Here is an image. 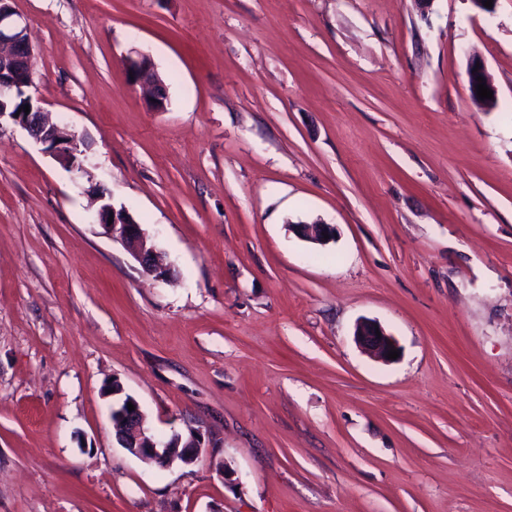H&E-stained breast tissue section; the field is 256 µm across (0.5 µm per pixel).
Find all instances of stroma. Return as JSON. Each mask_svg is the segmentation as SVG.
<instances>
[{
    "label": "stroma",
    "instance_id": "1",
    "mask_svg": "<svg viewBox=\"0 0 512 512\" xmlns=\"http://www.w3.org/2000/svg\"><path fill=\"white\" fill-rule=\"evenodd\" d=\"M12 6L82 169L0 120V512H512V0ZM316 221L334 239L292 230ZM114 377L201 459L122 448ZM129 74L133 75L131 80L146 90L150 97V105L156 110L164 109L168 100L167 87L158 77L154 64L145 55L131 58L129 61ZM155 99V102H152ZM476 64H479V68H477V72H474ZM477 77H482L483 84H486V86L493 92L492 99H479V97L477 96V85L479 84L480 81H477ZM468 81H470V95L474 100L480 103L494 102L495 100H497V90L495 86L492 84V81L488 75L484 62L478 55H472L470 57L468 67ZM97 200L101 202L96 211L98 223L105 228L112 241L120 243L145 272L158 278L167 277L170 268L163 264L154 248L146 246L148 232L142 224H138L125 208L117 209L106 201L103 191L97 195ZM110 215H113V220L108 225ZM376 330L381 332V338H377ZM354 337L364 350L380 360H392L387 358V354L390 350L397 351L396 343L392 337L380 325L370 320H362L357 323Z\"/></svg>",
    "mask_w": 512,
    "mask_h": 512
}]
</instances>
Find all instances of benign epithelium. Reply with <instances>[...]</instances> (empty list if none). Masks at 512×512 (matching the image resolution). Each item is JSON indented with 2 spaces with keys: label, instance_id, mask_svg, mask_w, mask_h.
<instances>
[{
  "label": "benign epithelium",
  "instance_id": "7a95c632",
  "mask_svg": "<svg viewBox=\"0 0 512 512\" xmlns=\"http://www.w3.org/2000/svg\"><path fill=\"white\" fill-rule=\"evenodd\" d=\"M33 59L34 48L28 24L16 16L11 0H0V118L9 116L64 166L79 170L77 135L66 125L50 122L29 92L33 84ZM129 74L133 75L132 81L142 86L154 99L151 106L157 110L164 109L168 100L167 87L158 77L151 59L145 55L130 59ZM479 77L483 78L481 82L491 91H496L484 62L479 56L473 55L469 61L468 81L470 95L476 101L479 100ZM26 105L30 109L28 113L24 112ZM97 200L100 202L96 211L98 223L105 228L112 241L121 244L145 272L158 278L168 276L170 268L163 264L155 249L146 246L148 232L142 225L126 209H117L106 201V193H99ZM295 230L303 238L324 243V235L332 234L333 227L328 224H298ZM354 337L364 350L380 360H387L389 351L397 349L392 337L370 320L357 323ZM131 403L134 410H120L112 419V424L120 431L124 448L132 455L162 468H168L175 462L192 465L200 460L204 445L200 431L191 429L188 440L180 438L171 444L151 435V431L145 427L139 403L134 399Z\"/></svg>",
  "mask_w": 512,
  "mask_h": 512
}]
</instances>
